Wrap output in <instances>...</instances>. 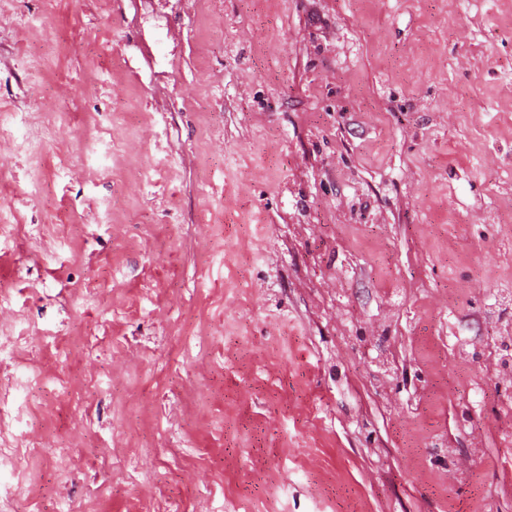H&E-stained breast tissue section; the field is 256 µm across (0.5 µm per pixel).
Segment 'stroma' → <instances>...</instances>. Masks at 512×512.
<instances>
[{
    "mask_svg": "<svg viewBox=\"0 0 512 512\" xmlns=\"http://www.w3.org/2000/svg\"><path fill=\"white\" fill-rule=\"evenodd\" d=\"M14 512H512V0H0Z\"/></svg>",
    "mask_w": 512,
    "mask_h": 512,
    "instance_id": "obj_1",
    "label": "stroma"
}]
</instances>
